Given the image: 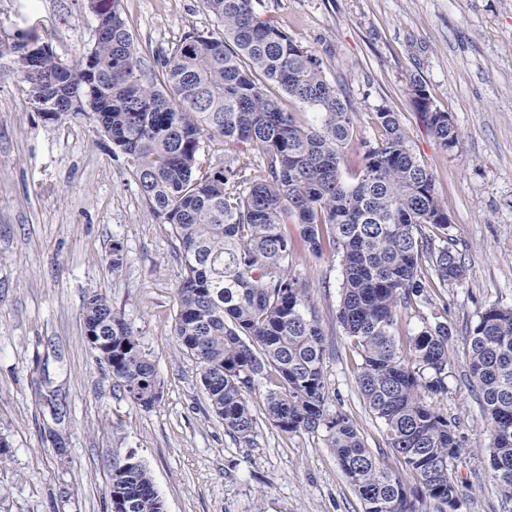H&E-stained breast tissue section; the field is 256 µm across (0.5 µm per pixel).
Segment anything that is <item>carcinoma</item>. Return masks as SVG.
<instances>
[{"label":"carcinoma","mask_w":512,"mask_h":512,"mask_svg":"<svg viewBox=\"0 0 512 512\" xmlns=\"http://www.w3.org/2000/svg\"><path fill=\"white\" fill-rule=\"evenodd\" d=\"M202 2L217 29L186 33L157 70L143 67L120 0H85L93 17L108 18L85 53L68 60L31 29L5 30L0 71L26 84L38 77L53 121L92 113L153 214L172 226L182 257L174 333L199 360L203 394L227 433L250 441L257 421L247 395L262 381L268 419L288 434L324 433L363 512H420L423 497L438 512H458L463 491L448 464L464 451L485 453L512 499V306L485 309L464 337L487 447L466 444L433 404L447 392L448 325H425L406 346L397 334V308L430 303L431 288L463 285L466 266L453 240L437 245L422 233L429 224L448 235V208L396 113L374 112L383 138L363 143L362 175L348 181L341 148L354 111L321 61L263 17L257 0ZM272 87L308 109L312 123L285 111ZM414 94L423 122L454 147L460 132L448 113L417 83ZM214 134L260 152L263 164L230 158L202 169L204 137ZM290 218L312 252L340 253L336 318L361 351L360 391L417 489L381 465L347 414L329 410L325 332L308 283L290 272ZM83 320L84 331L112 338L110 373L132 402L153 407L160 382L131 327L101 294L88 296ZM112 509L162 512L134 456L112 468Z\"/></svg>","instance_id":"obj_1"}]
</instances>
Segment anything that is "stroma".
<instances>
[{
	"mask_svg": "<svg viewBox=\"0 0 512 512\" xmlns=\"http://www.w3.org/2000/svg\"><path fill=\"white\" fill-rule=\"evenodd\" d=\"M145 67L186 32L216 29L202 0H121ZM259 12L322 62L355 108L343 151L356 177L378 139L379 107L397 112L407 144L448 205L463 285L399 309L401 336L447 323L448 391L437 407L466 441L485 437L462 338L485 308L512 306V0H261ZM0 24L49 33L73 58L95 40L84 0H0ZM461 136L444 148L421 121L414 85ZM92 115L51 121L11 76L0 78V512H111L112 463L135 452L165 512H362L322 435H291L248 400L250 442L235 441L201 389V366L174 335L181 274L171 225L160 223L123 157L101 145ZM125 263L113 273V243ZM329 354L334 409L348 414L380 461L402 470L357 383L359 349L336 319L339 255L296 243ZM106 296L156 366L160 401L135 406L83 338L89 294ZM467 495L459 512H512L482 454L449 465Z\"/></svg>",
	"mask_w": 512,
	"mask_h": 512,
	"instance_id": "35a3bbf8",
	"label": "stroma"
}]
</instances>
